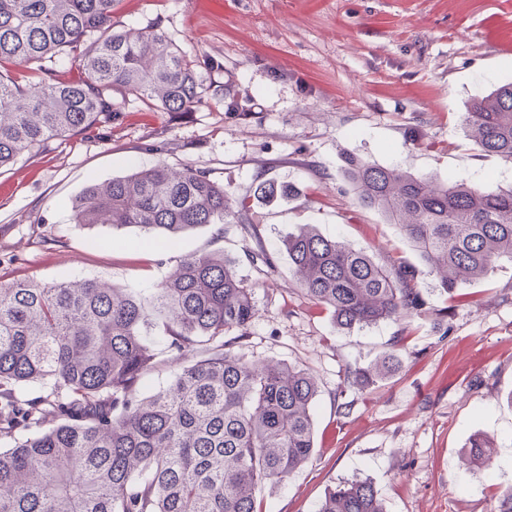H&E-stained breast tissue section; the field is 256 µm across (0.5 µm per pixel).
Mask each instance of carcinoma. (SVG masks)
Listing matches in <instances>:
<instances>
[{
    "label": "carcinoma",
    "mask_w": 512,
    "mask_h": 512,
    "mask_svg": "<svg viewBox=\"0 0 512 512\" xmlns=\"http://www.w3.org/2000/svg\"><path fill=\"white\" fill-rule=\"evenodd\" d=\"M122 0H0V170L92 131L119 112L114 95L149 112L211 103L242 116L249 100L212 85L158 25L118 29ZM52 66L33 81L21 68ZM78 76L61 80L54 66ZM466 132L512 164V83L474 100ZM358 202L382 214L454 294L512 260V185L488 190L454 178L345 158ZM286 191L259 183L256 199ZM83 226L139 227L172 242L205 224L243 219L204 170L142 167L92 183L71 201ZM300 290L341 330L424 312L412 271L380 265L343 239L302 228L283 240ZM258 315L255 287L222 253L186 255L148 294L94 279L0 283V512H260L314 451L315 377L234 351ZM196 359L145 395L160 361L150 337ZM400 363L348 368L338 395L360 391ZM494 442L478 434L470 460L486 466ZM317 512H385L373 482L330 488Z\"/></svg>",
    "instance_id": "1"
}]
</instances>
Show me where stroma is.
<instances>
[{
  "label": "stroma",
  "instance_id": "obj_1",
  "mask_svg": "<svg viewBox=\"0 0 512 512\" xmlns=\"http://www.w3.org/2000/svg\"><path fill=\"white\" fill-rule=\"evenodd\" d=\"M120 28L160 25L186 55L214 61L251 99L239 119L204 106L173 119L124 101L112 123L0 172V281L99 278L157 287L189 254L221 252L255 283L260 309L239 353L309 368L319 396L311 459L259 495L264 512H315L325 492L370 479L387 512H498L512 487V263L451 300L439 279L377 211L359 205L344 173L357 156L419 176L486 188L512 185V165L466 135L467 104L512 83V0H124ZM191 166L250 197L243 223L210 224L174 244L137 227L74 224L71 200L138 165ZM288 200L253 199L260 182ZM311 224L376 262L413 267L426 312L338 330L298 289L283 239ZM264 247L275 268L246 258ZM399 340L401 368L335 396L350 366ZM493 438L490 469L463 452Z\"/></svg>",
  "mask_w": 512,
  "mask_h": 512
}]
</instances>
